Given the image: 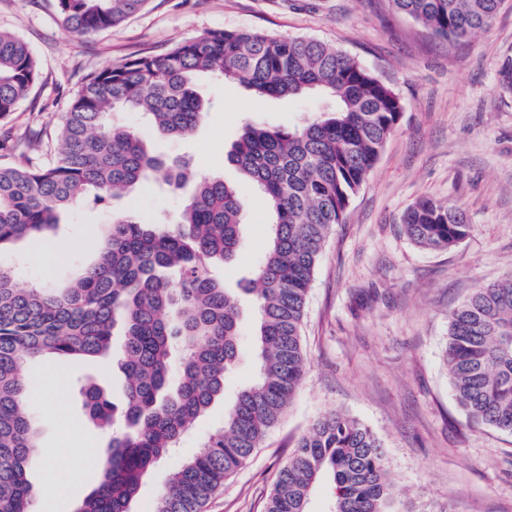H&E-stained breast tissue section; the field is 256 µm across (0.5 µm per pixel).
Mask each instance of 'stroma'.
<instances>
[{
  "mask_svg": "<svg viewBox=\"0 0 512 512\" xmlns=\"http://www.w3.org/2000/svg\"><path fill=\"white\" fill-rule=\"evenodd\" d=\"M241 29L314 38L347 52L400 96L404 111L324 245L304 317L309 370L296 399L203 512H264L289 454L332 411L358 418L380 440L388 472L403 489L398 512H512V434L469 425L444 362L449 311L512 273V92L502 84L512 63V0H503L490 31L466 41L432 35L388 0H148L137 15L87 37L58 24L55 0H0V30L22 37L41 65L38 83L0 124V138L51 130L87 77L110 64L164 54L208 31ZM196 86L211 110L189 139L160 136L140 112H121L120 119L157 152L237 185L247 204L243 248L215 269L225 287L237 289L265 257L270 216L261 191L224 155L245 124L291 128L313 110L309 99L258 98L208 73ZM424 196L460 205L472 234L448 250L411 242L400 217ZM180 205L155 188L104 210L65 211L51 236L0 250V267L23 287L56 285L94 257L114 212L172 223ZM255 327V313L245 307L240 356L223 400L154 466L131 512H150L170 473L223 426L225 408L256 374ZM120 359L116 353L29 364L27 398L44 459L27 474L34 512H78L92 492L96 472L80 457L101 456L112 433L88 420L82 390L94 384L122 402ZM65 426L75 433L77 453L62 450Z\"/></svg>",
  "mask_w": 512,
  "mask_h": 512,
  "instance_id": "35a3bbf8",
  "label": "stroma"
}]
</instances>
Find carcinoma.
<instances>
[{
  "mask_svg": "<svg viewBox=\"0 0 512 512\" xmlns=\"http://www.w3.org/2000/svg\"><path fill=\"white\" fill-rule=\"evenodd\" d=\"M431 33L466 40L489 29L502 0H389ZM147 0H56L67 30L89 36L144 9ZM203 72L260 98L321 93L327 108L294 128L247 124L227 161L264 195L268 251L245 288L257 311L255 379L224 415L222 433L169 476L152 512H202L288 411L308 358L304 308L323 246L380 158L404 105L354 56L314 38L214 30L163 55H138L92 74L58 116L59 151L45 163L20 155L0 165V248L47 235L62 212L107 208L114 198L164 185L185 195L178 222L112 218L98 256L53 288H20L0 268V512H32L27 470L40 463L29 409V362L112 356L122 337L126 396L116 407L97 386L84 406L112 436L97 485L78 512H130L149 470L224 396L235 367L243 306L212 268L242 249L245 200L217 176L193 177L179 158L154 152L114 120L148 114L170 139L190 136L211 106L195 89ZM40 62L20 36L0 30V123L37 84ZM416 245L450 249L470 236L465 211L422 197L402 214ZM448 378L471 425L512 434V274L477 289L448 313ZM333 487L331 512H396L379 439L356 418L329 413L313 424L278 472L265 512H309L315 486Z\"/></svg>",
  "mask_w": 512,
  "mask_h": 512,
  "instance_id": "obj_1",
  "label": "carcinoma"
}]
</instances>
